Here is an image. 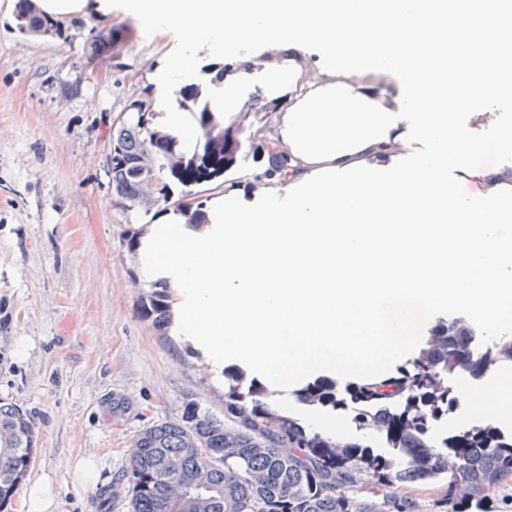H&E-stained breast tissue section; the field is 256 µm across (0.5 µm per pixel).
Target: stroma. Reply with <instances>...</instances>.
<instances>
[{
    "mask_svg": "<svg viewBox=\"0 0 512 512\" xmlns=\"http://www.w3.org/2000/svg\"><path fill=\"white\" fill-rule=\"evenodd\" d=\"M16 2L0 0V399L30 414L27 477L54 476L63 512H130L136 434L180 419L189 402L223 417L225 390L251 379L211 369L146 316L161 286L142 284L127 239L153 216L112 192V128L145 98L170 41L119 12L62 18L60 38L26 35ZM112 29L119 58L91 56V35ZM89 453L103 469L84 488L62 464Z\"/></svg>",
    "mask_w": 512,
    "mask_h": 512,
    "instance_id": "1",
    "label": "stroma"
}]
</instances>
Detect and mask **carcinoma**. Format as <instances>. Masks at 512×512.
I'll return each mask as SVG.
<instances>
[{"mask_svg":"<svg viewBox=\"0 0 512 512\" xmlns=\"http://www.w3.org/2000/svg\"><path fill=\"white\" fill-rule=\"evenodd\" d=\"M18 0L17 16L31 28L58 36L52 16ZM176 108L190 113L201 137L190 153L177 139L152 127L151 102L121 123L110 138L112 190L126 208L171 198L168 180L185 187L217 182L243 153V118L224 127L196 83L176 94ZM218 136L212 139V130ZM163 173L158 195L146 197L138 173ZM147 315L167 323L166 295L150 300ZM467 327L452 316L431 330L412 360L390 374H368L348 385L354 421L383 436L394 455L385 457L351 441L325 436L274 409L265 393L236 386L224 393V419L197 404L185 406L179 422L160 421L134 440L128 471L131 512H416L407 495L415 484H447L451 512H487L490 493L512 480V437L481 420L437 442L428 436L432 421L459 402L448 372L466 366L479 378L490 369L512 367V337L478 354L468 344ZM309 406L346 404L332 383L314 382L297 392ZM36 432L22 408L0 401V509L35 460Z\"/></svg>","mask_w":512,"mask_h":512,"instance_id":"obj_1","label":"carcinoma"}]
</instances>
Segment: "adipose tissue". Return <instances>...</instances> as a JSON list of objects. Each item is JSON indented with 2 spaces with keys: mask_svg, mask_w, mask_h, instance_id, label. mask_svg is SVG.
Here are the masks:
<instances>
[{
  "mask_svg": "<svg viewBox=\"0 0 512 512\" xmlns=\"http://www.w3.org/2000/svg\"><path fill=\"white\" fill-rule=\"evenodd\" d=\"M67 16L88 5L175 35L150 78L157 121L191 148L173 105L195 50L253 55L207 92L232 123L260 85L284 99L275 142L287 174L214 192L202 225L167 209L139 239L144 282L175 293L170 330L213 368L235 364L275 392L306 373L370 367L410 344L417 312L512 328V165H471L463 116L512 101V0H39ZM320 49L307 68L300 52ZM396 75L393 95L369 75ZM390 154L385 165L378 153ZM475 182L478 193L461 190ZM475 415L512 412V383H463Z\"/></svg>",
  "mask_w": 512,
  "mask_h": 512,
  "instance_id": "ef3b65f1",
  "label": "adipose tissue"
}]
</instances>
